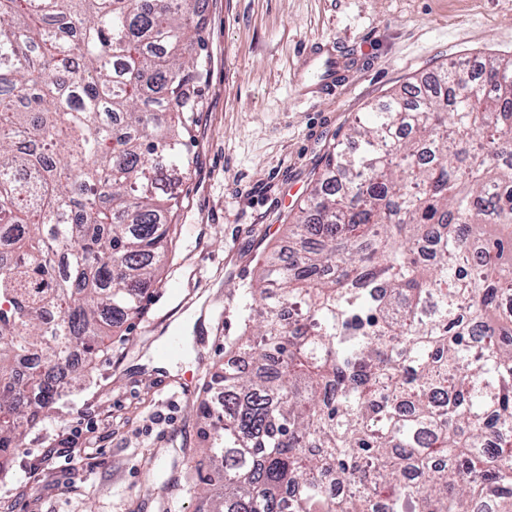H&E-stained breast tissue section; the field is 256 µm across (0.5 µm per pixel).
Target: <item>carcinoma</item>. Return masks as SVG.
I'll return each mask as SVG.
<instances>
[{
  "label": "carcinoma",
  "instance_id": "1",
  "mask_svg": "<svg viewBox=\"0 0 512 512\" xmlns=\"http://www.w3.org/2000/svg\"><path fill=\"white\" fill-rule=\"evenodd\" d=\"M192 0H0V476L167 255L209 60ZM403 87L334 148L243 324L208 512H512V59Z\"/></svg>",
  "mask_w": 512,
  "mask_h": 512
}]
</instances>
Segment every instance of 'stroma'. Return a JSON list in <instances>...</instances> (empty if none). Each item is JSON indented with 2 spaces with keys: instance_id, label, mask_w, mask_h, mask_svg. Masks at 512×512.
<instances>
[{
  "instance_id": "stroma-1",
  "label": "stroma",
  "mask_w": 512,
  "mask_h": 512,
  "mask_svg": "<svg viewBox=\"0 0 512 512\" xmlns=\"http://www.w3.org/2000/svg\"><path fill=\"white\" fill-rule=\"evenodd\" d=\"M207 19L202 108L186 142L194 157L172 213L174 266L145 312L112 335L68 404L32 429L0 477V512H199L186 493L200 462L199 402L236 360V318L216 333L198 319L196 357L153 363L185 314L170 284L193 278L198 306L236 310L227 283L257 281L332 144L406 83L460 60L512 59V0H198ZM336 43L347 68L335 90L303 99L304 45Z\"/></svg>"
}]
</instances>
